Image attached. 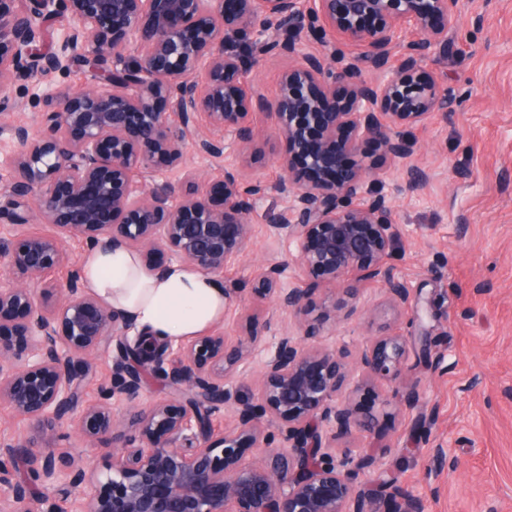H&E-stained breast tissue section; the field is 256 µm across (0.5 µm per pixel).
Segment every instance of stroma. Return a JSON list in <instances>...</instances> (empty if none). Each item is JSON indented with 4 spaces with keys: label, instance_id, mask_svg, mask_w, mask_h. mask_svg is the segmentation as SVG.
Wrapping results in <instances>:
<instances>
[{
    "label": "stroma",
    "instance_id": "1",
    "mask_svg": "<svg viewBox=\"0 0 512 512\" xmlns=\"http://www.w3.org/2000/svg\"><path fill=\"white\" fill-rule=\"evenodd\" d=\"M458 24L448 55L423 64L449 98L447 111L432 113L416 131L419 150L410 163L429 181L406 184L401 164L374 143L361 146L400 228L391 271L433 302L422 324L394 311L375 280L348 312L341 291L295 263L294 244L269 235L268 217L285 203L273 158L288 150L270 120L256 118L249 164L229 137L220 162L190 151L186 164L210 184L234 175L268 186L249 216L247 250L224 269L225 286L241 297L224 313L227 340L243 337L251 316L264 342L295 331L294 319L254 290L265 266L289 261L283 288L308 289L314 316L336 305L327 341L350 364L373 337L397 332L412 342L407 375L418 404L405 406L402 386L364 385L352 402L372 429L337 439V453L362 455L382 435L390 474L421 497L424 512H512V0H462Z\"/></svg>",
    "mask_w": 512,
    "mask_h": 512
}]
</instances>
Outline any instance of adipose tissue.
I'll return each instance as SVG.
<instances>
[{
  "mask_svg": "<svg viewBox=\"0 0 512 512\" xmlns=\"http://www.w3.org/2000/svg\"><path fill=\"white\" fill-rule=\"evenodd\" d=\"M80 270L86 288L152 338L177 343L224 319L223 284L190 264L176 262L152 274L136 252L118 246L87 249Z\"/></svg>",
  "mask_w": 512,
  "mask_h": 512,
  "instance_id": "1",
  "label": "adipose tissue"
}]
</instances>
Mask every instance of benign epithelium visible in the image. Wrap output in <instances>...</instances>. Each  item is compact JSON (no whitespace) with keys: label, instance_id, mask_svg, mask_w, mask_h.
I'll return each mask as SVG.
<instances>
[{"label":"benign epithelium","instance_id":"benign-epithelium-1","mask_svg":"<svg viewBox=\"0 0 512 512\" xmlns=\"http://www.w3.org/2000/svg\"><path fill=\"white\" fill-rule=\"evenodd\" d=\"M460 0H0V171L8 191L0 224L16 244L0 248V401L26 423L24 441L0 435V512H423L420 498L382 479L386 449L361 459L336 455V439L366 423L341 388L354 378L342 352L304 337L336 327V306L308 320L304 291L281 288L288 263L266 267L255 291L296 321L275 342L249 402L226 383L266 345L258 330L232 344L214 330L177 344L152 341L85 288L62 240L89 246L164 249L214 277L252 237L249 215L267 187L233 176L199 182L183 166L187 148L224 156V140L202 136L199 119L247 153L256 113L288 143L274 158L289 197L269 232L294 243L299 264L355 301L369 279L422 320L420 294L394 279L387 261L400 236L382 180L356 159L370 139L402 163L413 131L448 106V91L423 70L448 50ZM63 16L56 47L42 51L45 24ZM312 41L322 51H306ZM298 57L272 98H256L248 75L267 56ZM95 69L80 91L45 86L32 129L4 92L18 83ZM386 74L361 79L363 67ZM349 86L339 111L336 85ZM180 170L174 197L149 181ZM47 224L53 233L33 232ZM9 329L21 346L3 338ZM116 343L99 399L82 386L96 354ZM409 337L365 345L362 375L402 383ZM152 371L181 399L141 406ZM236 423L213 441L211 415ZM75 428L92 448L112 452L101 471L60 452V430ZM259 451L255 461L243 442Z\"/></svg>","mask_w":512,"mask_h":512}]
</instances>
